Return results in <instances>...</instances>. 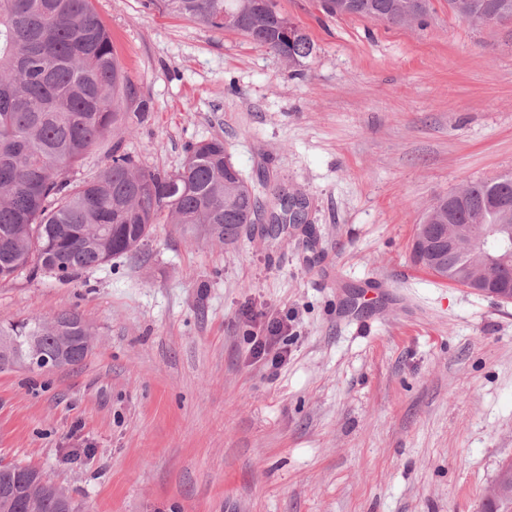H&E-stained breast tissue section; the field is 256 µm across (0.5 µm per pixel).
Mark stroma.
Here are the masks:
<instances>
[{
	"mask_svg": "<svg viewBox=\"0 0 512 512\" xmlns=\"http://www.w3.org/2000/svg\"><path fill=\"white\" fill-rule=\"evenodd\" d=\"M275 3L316 46L303 72L148 0H94L151 104L120 136L139 167L218 137L308 222L229 245L161 224L136 259L0 284V325L75 308L93 333L79 365L0 372V461L83 512H481L512 462V303L411 242L440 198L512 173V20ZM260 312L288 323L276 368L252 352Z\"/></svg>",
	"mask_w": 512,
	"mask_h": 512,
	"instance_id": "stroma-1",
	"label": "stroma"
}]
</instances>
